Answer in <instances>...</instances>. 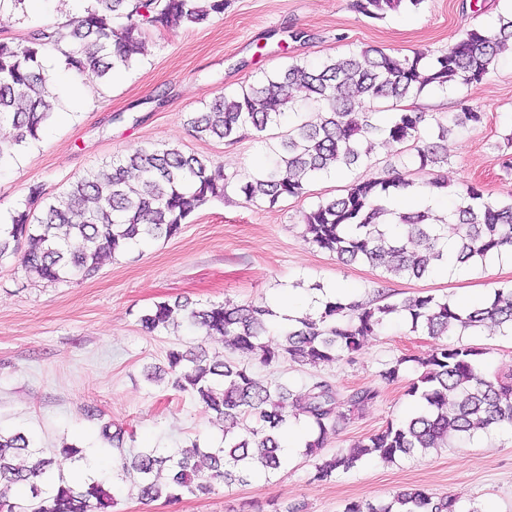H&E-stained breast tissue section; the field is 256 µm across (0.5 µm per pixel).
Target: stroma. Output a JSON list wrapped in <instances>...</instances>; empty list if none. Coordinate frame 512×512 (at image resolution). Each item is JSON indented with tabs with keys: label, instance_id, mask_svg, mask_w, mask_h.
<instances>
[{
	"label": "stroma",
	"instance_id": "obj_1",
	"mask_svg": "<svg viewBox=\"0 0 512 512\" xmlns=\"http://www.w3.org/2000/svg\"><path fill=\"white\" fill-rule=\"evenodd\" d=\"M509 13L512 0H424L419 9L382 20L355 12L350 0H229L223 16L150 33L132 67L106 81H75L48 59V73L63 87L64 116L14 165L0 169L1 218L24 202L29 186L57 192L68 179L145 143L205 156L223 167L230 184L223 197L196 209L177 235L129 246L93 278L50 284L29 276L18 259L0 263V431L25 434L47 456L66 445L83 448L82 469L101 479L113 476V449L100 435L106 424L123 432L127 452L186 448L195 441L219 445L221 423L193 396L150 375L165 367L173 345H199L211 355L224 346L187 327L145 332L141 315L161 302L288 300L305 308L318 285L364 298L381 289L396 300L418 294L476 299L512 287V262L496 256L456 272L438 267L420 279L390 278L379 268L343 264L306 241L302 211L338 196L355 178L399 165V144L378 141L371 165L322 176L304 196L272 206L246 201L237 185L271 163L270 147L285 127L268 129L261 140L247 134L228 144L196 139L183 122L184 113L201 111L220 94L239 92L289 61L317 63L367 45L401 56L418 49L437 55L467 31L494 27ZM295 31L306 32V40L292 39ZM404 105L443 122L465 105L483 114L480 123L451 127L447 163L429 175L413 174L415 187L435 176L454 186L478 183L492 201L512 199V170L496 160L512 153L511 50L499 54L481 81L446 93L427 91ZM431 343L427 334L393 319L367 337L351 361L339 358L314 370L289 362L268 369L254 358L247 364L296 393L315 374L346 395L380 385L385 363ZM380 387L374 405L329 434L328 448L350 447L415 407L407 382ZM313 465L298 455L268 478L209 495L186 494L175 503L141 500L128 479L119 484L112 512H343L350 502L384 501L408 488L455 494L481 512H512L508 427L391 462L367 461L327 481L312 480Z\"/></svg>",
	"mask_w": 512,
	"mask_h": 512
}]
</instances>
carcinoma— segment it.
I'll list each match as a JSON object with an SVG mask.
<instances>
[{"mask_svg":"<svg viewBox=\"0 0 512 512\" xmlns=\"http://www.w3.org/2000/svg\"><path fill=\"white\" fill-rule=\"evenodd\" d=\"M424 0H352V8L380 19L403 5ZM226 0H89L83 12L62 26L30 30L20 38H0V167L38 141L54 115L52 79L42 61L54 56L77 79H104L132 65L151 31L200 24L224 14ZM512 42V16L490 30L469 31L434 57L414 51L402 57L380 48L362 47L320 63L293 61L281 70L232 95L215 98L206 112H187L184 124L201 140L233 143L242 132L262 136L268 127L288 122V133L272 148L268 168L238 184L248 202L275 205L307 193L308 185L332 171L368 163L373 140L380 136L415 152L417 170L447 162L440 141L422 138L427 113L400 108L385 115L357 112L355 103L401 102L427 90L448 91L482 80L497 55ZM413 185L404 174L355 179L334 199L302 212L304 237L345 263H365L394 277L420 279L441 263L448 251V227L455 230V259L469 266L512 246V201L492 203L470 183L456 191L455 208L444 217L429 209L396 211L388 206L394 192ZM223 168L194 154L155 144L140 145L125 155L69 182L48 197L29 187L24 206L0 224V263L17 256L25 271L49 283L95 276L102 261L137 242L178 234L191 213L212 198L224 196ZM273 311L265 305L201 307L176 300L161 302L140 317L149 331L176 329L181 323L201 335L224 338L229 354L253 356L266 366L290 361L316 368L360 352L394 317L413 332L435 339L420 354L403 355L379 371L382 383L403 379L406 364L417 377L408 395L418 399L407 418L377 433L336 448L315 464L313 479L348 471L362 459L390 461L397 456L448 445L478 431L512 426V370L488 371L483 352L469 344L448 342L456 333L472 335L490 325L512 334V288L494 291L492 301L464 309L432 294L401 301L377 292L372 299L321 303L320 311L291 320L280 332L282 343L263 341ZM172 386L197 397L207 412L224 422V445L189 449L145 448L121 452L122 431L101 428L102 438L119 455L113 469L136 475L146 502L175 498L184 492L209 494L221 484L270 475L288 465L281 436L293 419L304 416L315 437L303 455L316 457L328 435L349 423L380 397L376 386L343 396L328 381L312 378L293 394L288 384L262 380L229 358L174 347L167 353ZM83 459L82 449H59L57 458L36 456L22 433H0V512H111L114 484L105 480L72 485L54 476L60 463ZM344 512H479L462 510L458 497L424 488L397 492L388 502L360 501Z\"/></svg>","mask_w":512,"mask_h":512,"instance_id":"1","label":"carcinoma"}]
</instances>
